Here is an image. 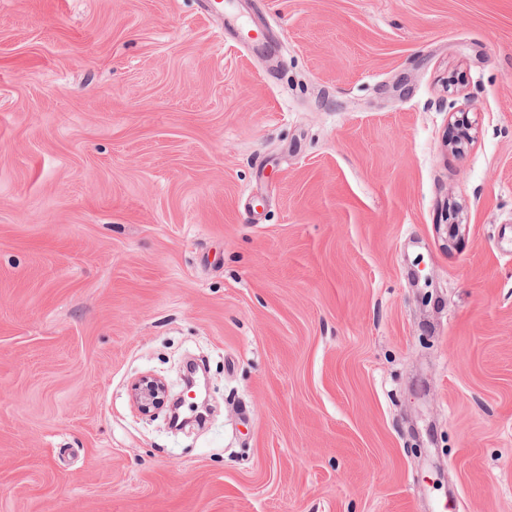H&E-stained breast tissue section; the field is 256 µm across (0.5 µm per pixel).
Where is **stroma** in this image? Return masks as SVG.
<instances>
[{"label":"stroma","instance_id":"obj_1","mask_svg":"<svg viewBox=\"0 0 512 512\" xmlns=\"http://www.w3.org/2000/svg\"><path fill=\"white\" fill-rule=\"evenodd\" d=\"M222 12L0 0V512H512V0ZM130 395L134 408L142 416H151L155 410L165 406L168 400L172 404L178 402L173 398L165 379L152 375L136 378L130 386Z\"/></svg>","mask_w":512,"mask_h":512}]
</instances>
